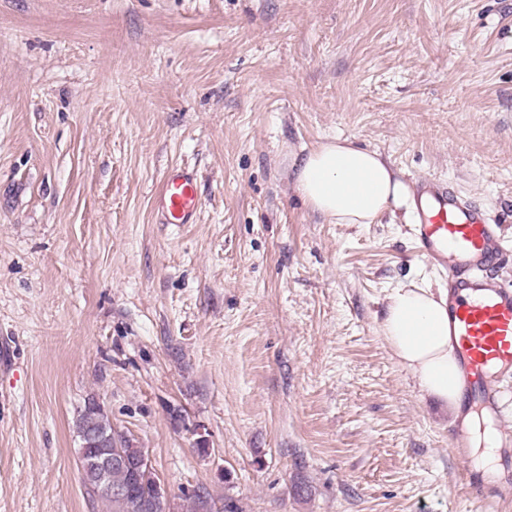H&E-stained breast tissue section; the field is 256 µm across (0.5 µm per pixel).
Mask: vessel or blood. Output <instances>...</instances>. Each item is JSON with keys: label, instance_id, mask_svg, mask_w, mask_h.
<instances>
[{"label": "vessel or blood", "instance_id": "b4317fda", "mask_svg": "<svg viewBox=\"0 0 512 512\" xmlns=\"http://www.w3.org/2000/svg\"><path fill=\"white\" fill-rule=\"evenodd\" d=\"M413 197L419 251L448 282V327L466 378L463 408L495 412L496 383L512 374V288L494 273L505 240L489 212L447 182L417 179ZM155 208L161 223H196L201 197L193 172L168 170Z\"/></svg>", "mask_w": 512, "mask_h": 512}]
</instances>
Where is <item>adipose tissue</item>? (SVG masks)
<instances>
[{
	"instance_id": "ef3b65f1",
	"label": "adipose tissue",
	"mask_w": 512,
	"mask_h": 512,
	"mask_svg": "<svg viewBox=\"0 0 512 512\" xmlns=\"http://www.w3.org/2000/svg\"><path fill=\"white\" fill-rule=\"evenodd\" d=\"M303 202L334 224H373L389 210L409 208L410 189L375 150L333 137L295 162ZM382 332L398 364L422 393L448 405L462 394L455 348L448 336V298L428 286L397 289Z\"/></svg>"
}]
</instances>
